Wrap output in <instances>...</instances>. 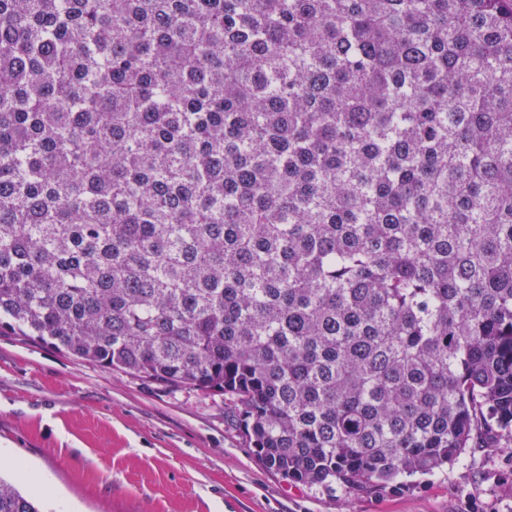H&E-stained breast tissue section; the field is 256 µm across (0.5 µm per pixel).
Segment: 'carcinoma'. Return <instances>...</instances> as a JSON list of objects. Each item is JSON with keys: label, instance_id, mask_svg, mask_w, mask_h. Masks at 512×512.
Here are the masks:
<instances>
[{"label": "carcinoma", "instance_id": "obj_1", "mask_svg": "<svg viewBox=\"0 0 512 512\" xmlns=\"http://www.w3.org/2000/svg\"><path fill=\"white\" fill-rule=\"evenodd\" d=\"M1 327L298 484L512 442V0H0Z\"/></svg>", "mask_w": 512, "mask_h": 512}]
</instances>
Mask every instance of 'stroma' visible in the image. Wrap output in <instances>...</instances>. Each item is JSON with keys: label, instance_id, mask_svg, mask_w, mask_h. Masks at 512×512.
Listing matches in <instances>:
<instances>
[{"label": "stroma", "instance_id": "obj_1", "mask_svg": "<svg viewBox=\"0 0 512 512\" xmlns=\"http://www.w3.org/2000/svg\"><path fill=\"white\" fill-rule=\"evenodd\" d=\"M0 448L46 512H512V443L470 448L378 496L296 484L256 460L220 394L162 389L0 330Z\"/></svg>", "mask_w": 512, "mask_h": 512}]
</instances>
